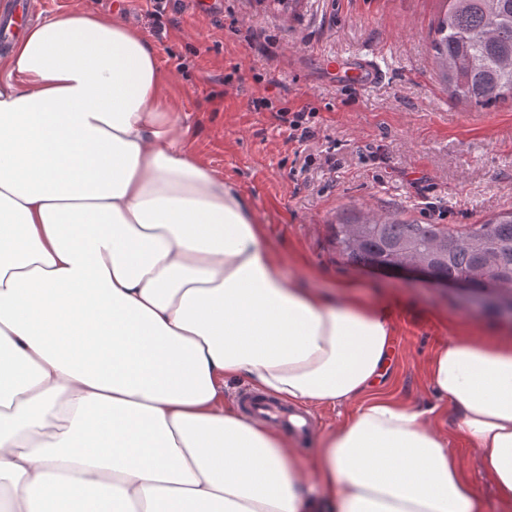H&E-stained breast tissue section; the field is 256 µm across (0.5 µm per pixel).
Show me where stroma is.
I'll use <instances>...</instances> for the list:
<instances>
[{"instance_id": "stroma-1", "label": "stroma", "mask_w": 512, "mask_h": 512, "mask_svg": "<svg viewBox=\"0 0 512 512\" xmlns=\"http://www.w3.org/2000/svg\"><path fill=\"white\" fill-rule=\"evenodd\" d=\"M193 0L153 16L150 0H43L38 16L89 7L121 12L155 47L166 94L192 151L252 205L285 278L334 292L356 280L388 314L393 361L383 396L425 412L486 512H507L455 414L428 381L451 336L501 334L495 316L452 293L343 263L330 225L362 208L422 224H470L512 206V100L474 108L437 84L429 33L444 0H305L289 13L271 0ZM375 60L380 81L362 85L329 61ZM267 105L255 108V99ZM312 108L316 136L291 140L278 113ZM334 146L336 166L322 159Z\"/></svg>"}]
</instances>
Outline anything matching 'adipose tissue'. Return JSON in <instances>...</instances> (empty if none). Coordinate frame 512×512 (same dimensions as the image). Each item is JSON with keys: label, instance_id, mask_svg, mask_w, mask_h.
<instances>
[{"label": "adipose tissue", "instance_id": "ef3b65f1", "mask_svg": "<svg viewBox=\"0 0 512 512\" xmlns=\"http://www.w3.org/2000/svg\"><path fill=\"white\" fill-rule=\"evenodd\" d=\"M164 81L88 8L0 63V512H485L422 411L376 394L387 316L285 279ZM231 379L357 409L310 464ZM429 382L512 512V339L449 337Z\"/></svg>", "mask_w": 512, "mask_h": 512}]
</instances>
